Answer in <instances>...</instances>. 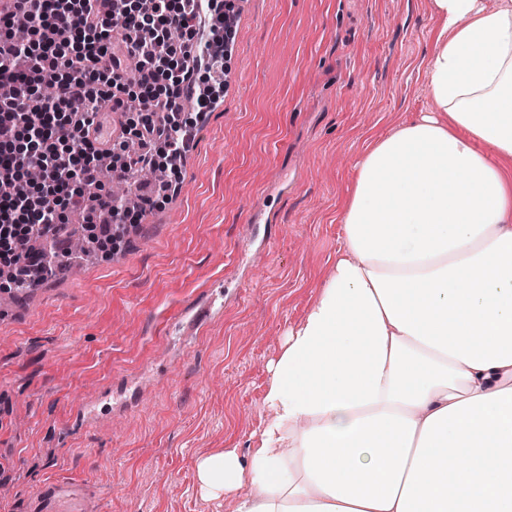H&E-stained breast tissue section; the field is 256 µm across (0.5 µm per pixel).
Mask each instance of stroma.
Instances as JSON below:
<instances>
[{
	"mask_svg": "<svg viewBox=\"0 0 512 512\" xmlns=\"http://www.w3.org/2000/svg\"><path fill=\"white\" fill-rule=\"evenodd\" d=\"M235 12L224 98L178 192L112 256L64 258L0 306V512H51L47 486L75 512H233L199 494L196 461L249 460L271 366L336 262L357 158L432 107V0ZM210 290L219 313L191 331L183 311Z\"/></svg>",
	"mask_w": 512,
	"mask_h": 512,
	"instance_id": "35a3bbf8",
	"label": "stroma"
}]
</instances>
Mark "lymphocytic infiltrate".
<instances>
[{"mask_svg":"<svg viewBox=\"0 0 512 512\" xmlns=\"http://www.w3.org/2000/svg\"><path fill=\"white\" fill-rule=\"evenodd\" d=\"M225 0H14L0 12V269L8 284L36 285L68 239V212H106L104 242L145 212L87 196L101 159L128 179L146 168L177 169L197 124L179 99L195 92L199 112L224 94L208 72L224 67ZM141 144L127 151L128 141ZM41 246L30 249L31 237Z\"/></svg>","mask_w":512,"mask_h":512,"instance_id":"f902f5d3","label":"lymphocytic infiltrate"}]
</instances>
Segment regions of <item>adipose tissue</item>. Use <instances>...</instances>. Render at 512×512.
Masks as SVG:
<instances>
[{
  "label": "adipose tissue",
  "mask_w": 512,
  "mask_h": 512,
  "mask_svg": "<svg viewBox=\"0 0 512 512\" xmlns=\"http://www.w3.org/2000/svg\"><path fill=\"white\" fill-rule=\"evenodd\" d=\"M432 2L433 110L357 160L250 460L196 462L235 512H512V0Z\"/></svg>",
  "instance_id": "obj_1"
}]
</instances>
